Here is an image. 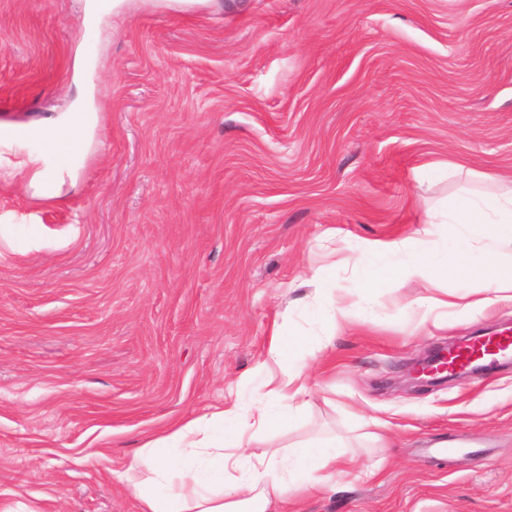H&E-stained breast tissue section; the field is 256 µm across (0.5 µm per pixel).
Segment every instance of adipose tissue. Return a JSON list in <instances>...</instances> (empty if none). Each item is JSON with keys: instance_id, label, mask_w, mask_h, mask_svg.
Segmentation results:
<instances>
[{"instance_id": "adipose-tissue-1", "label": "adipose tissue", "mask_w": 512, "mask_h": 512, "mask_svg": "<svg viewBox=\"0 0 512 512\" xmlns=\"http://www.w3.org/2000/svg\"><path fill=\"white\" fill-rule=\"evenodd\" d=\"M99 125V113L87 109L49 116L35 126L0 124V146L26 149L20 168L30 171L35 195L53 198L66 177L74 175ZM436 224L447 225L448 244L432 261L413 257L400 265L385 262V255L401 251L409 241L426 242ZM365 258L371 261L362 284L367 294L383 285L428 289V296L414 301L424 321L512 302V186L492 195H459L444 213L429 214L411 240H365L346 256L350 262ZM478 269L483 278L477 297L466 301L446 287L450 277L470 282ZM311 280L325 303V338L299 337L293 346L314 358L327 352L328 336L348 323L353 311L346 296L329 288L324 269L314 270ZM284 330V325L273 326L263 360L270 373L268 397L298 408L309 390L302 366L285 352ZM279 422L278 415L267 410L247 415L234 405L219 407L146 438L115 478L131 497L135 512H288L289 499L304 490L307 476L346 468L353 458L333 438L284 452L261 447L263 436Z\"/></svg>"}]
</instances>
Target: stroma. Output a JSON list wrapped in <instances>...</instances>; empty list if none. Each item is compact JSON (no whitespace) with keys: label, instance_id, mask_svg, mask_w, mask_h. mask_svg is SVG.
<instances>
[{"label":"stroma","instance_id":"1","mask_svg":"<svg viewBox=\"0 0 512 512\" xmlns=\"http://www.w3.org/2000/svg\"><path fill=\"white\" fill-rule=\"evenodd\" d=\"M91 2L0 0V123L75 111L82 79L101 115L53 199L0 147V512H132L112 473L147 436L266 403L275 320L319 334L312 270L358 300L336 239L406 238L512 174V0H119L92 20ZM378 294L264 438L355 453L298 512H512V367L393 385L511 327L512 303L420 325L417 289ZM463 341L451 346L438 345L426 352L403 375V380L399 384L413 388L436 386L459 378L481 374L486 368L483 364H474L479 358H472L470 363L464 367L455 366L448 369V359L455 353ZM443 363L446 366H443ZM442 374L445 375L439 376Z\"/></svg>","mask_w":512,"mask_h":512}]
</instances>
